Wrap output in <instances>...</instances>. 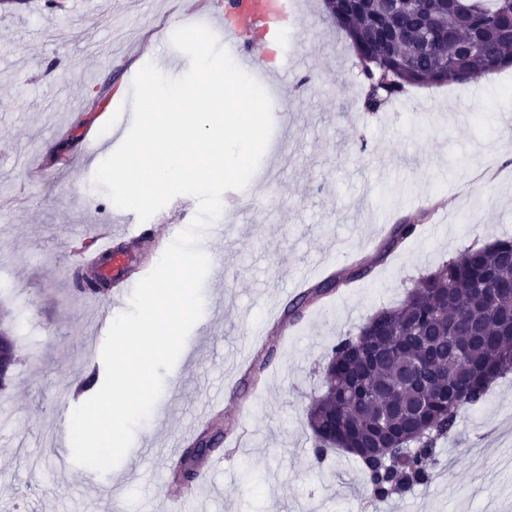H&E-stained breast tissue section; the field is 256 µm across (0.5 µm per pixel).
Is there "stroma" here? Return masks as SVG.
<instances>
[{
	"instance_id": "stroma-1",
	"label": "stroma",
	"mask_w": 512,
	"mask_h": 512,
	"mask_svg": "<svg viewBox=\"0 0 512 512\" xmlns=\"http://www.w3.org/2000/svg\"><path fill=\"white\" fill-rule=\"evenodd\" d=\"M302 14L283 61L273 111L277 152H264L250 198L220 222L224 285L206 277L202 319L223 310L221 333L194 329L164 378L177 389L165 424L147 419L121 463L100 473L76 465L64 426L72 393L107 335L96 301L81 297L84 269L73 243L94 241L120 216L92 178L120 145L132 111L128 72L153 63L175 78L185 55L165 53L152 32L179 16L180 0H30L0 7V306L15 317L21 362L0 391V512H512V444L481 446L512 432V374L462 414L438 444L443 468L428 485L383 502L370 498L357 459H314L305 409L322 388L337 340L467 248L512 237V68L468 85L414 87L378 111L354 51L325 15ZM415 233L387 257L392 224ZM325 267L315 270L314 260ZM371 273L289 318L286 297L311 284ZM278 323L254 335L269 311ZM275 353L254 385L249 365ZM231 395L219 424L231 436L223 463L172 493V459L209 399Z\"/></svg>"
}]
</instances>
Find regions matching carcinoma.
Listing matches in <instances>:
<instances>
[{"label": "carcinoma", "instance_id": "carcinoma-1", "mask_svg": "<svg viewBox=\"0 0 512 512\" xmlns=\"http://www.w3.org/2000/svg\"><path fill=\"white\" fill-rule=\"evenodd\" d=\"M328 17L351 41L367 85L364 109L410 87L468 84L512 67V0H325ZM475 41L479 51L462 52ZM416 225L400 222L384 257ZM360 263L343 277L308 289L287 314L367 275ZM111 283L85 279L99 296ZM512 239L468 250L422 277L396 307L367 319L338 340L325 371L326 391L306 409L317 460L341 448L362 464L371 496L382 500L428 483L439 465L438 442L460 416L483 403L492 383L512 372ZM212 426L194 445L224 439ZM207 456L182 455L174 483L197 478Z\"/></svg>", "mask_w": 512, "mask_h": 512}]
</instances>
